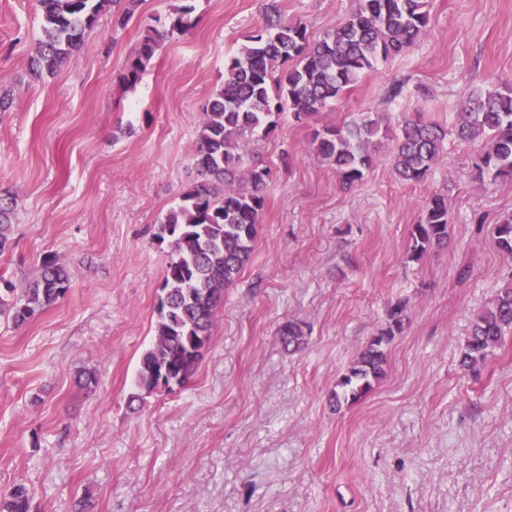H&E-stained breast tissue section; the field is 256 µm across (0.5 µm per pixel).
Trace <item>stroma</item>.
Instances as JSON below:
<instances>
[{
  "mask_svg": "<svg viewBox=\"0 0 512 512\" xmlns=\"http://www.w3.org/2000/svg\"><path fill=\"white\" fill-rule=\"evenodd\" d=\"M180 0H142L122 28L102 14L55 76L30 81L38 0H0V191L16 201L0 277L22 285L44 258L67 295L27 323L0 320V492L25 484L36 512H512V335L476 370L459 349L512 261L475 220L512 212V179L479 175L482 142L448 139L427 179L404 184L387 150L349 191L310 153L315 126L377 111L451 126L476 87L512 79V0H428V31L378 63L316 119L281 117L257 145L271 170L253 256L215 310L190 382L127 407L155 335L170 248L155 238L198 181L203 107L264 23L265 0H192L194 27L165 42L134 88L121 76L147 24ZM311 38L353 0H278ZM403 83L401 97L388 89ZM450 199L447 244L409 257L433 193ZM386 374L336 406V383L386 327ZM304 333L297 351L278 331ZM97 376L76 385L78 370Z\"/></svg>",
  "mask_w": 512,
  "mask_h": 512,
  "instance_id": "1",
  "label": "stroma"
}]
</instances>
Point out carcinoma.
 <instances>
[{
    "label": "carcinoma",
    "mask_w": 512,
    "mask_h": 512,
    "mask_svg": "<svg viewBox=\"0 0 512 512\" xmlns=\"http://www.w3.org/2000/svg\"><path fill=\"white\" fill-rule=\"evenodd\" d=\"M41 35L28 61L31 77L54 75L85 48L87 30L102 13L112 11L117 26H125L140 0H39ZM190 6L180 5L146 35L127 66L123 81L132 88L167 40L191 27ZM429 25L428 0H354L349 17L317 40L307 34L300 18L285 16L271 4L264 26L245 39L224 67V84L203 107L194 154L201 180L184 193L182 204L170 210L158 227V240H169L170 261L159 298L155 337L142 354L139 393L129 402L159 387L155 375L164 368L187 383L210 341L213 309L248 263L257 237L270 170L253 163L254 146L275 128L284 113L298 121L314 120L339 99L361 75L392 56L413 48ZM453 127L464 142L481 141L480 168L496 178H512V82L477 87L453 113ZM389 126L379 112H359L341 125L313 129L316 157L335 171L340 188L351 189L369 172ZM447 130L422 113L408 114L391 137L390 166L406 183L424 181L443 154ZM13 198L0 194V253L12 246L9 231ZM448 196L435 194L422 207L411 231L415 260L448 240ZM498 249L512 259V213L492 228ZM70 289L65 268L49 257L36 276L22 287L0 279V316L20 325L55 304ZM387 327L373 337L336 383V405L364 398L385 373V347L401 331L408 302L399 300L386 312ZM512 333V273L471 320L460 365L472 370L483 363ZM301 328L289 323L280 331L286 346H299ZM0 512H33L28 490L14 486L0 496Z\"/></svg>",
    "instance_id": "cac0c4a2"
}]
</instances>
